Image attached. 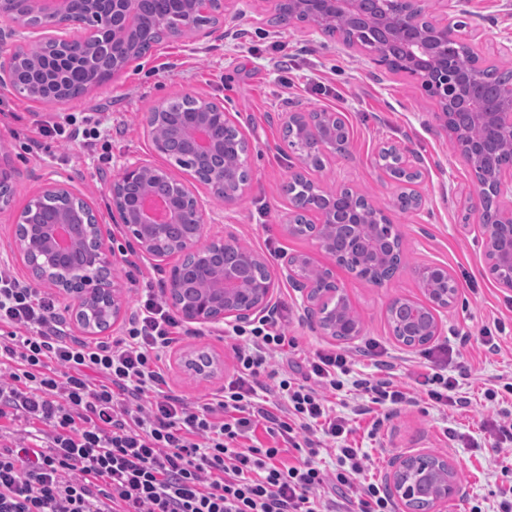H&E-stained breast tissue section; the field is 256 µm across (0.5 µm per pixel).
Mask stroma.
Returning a JSON list of instances; mask_svg holds the SVG:
<instances>
[{
    "mask_svg": "<svg viewBox=\"0 0 512 512\" xmlns=\"http://www.w3.org/2000/svg\"><path fill=\"white\" fill-rule=\"evenodd\" d=\"M459 8L463 21L480 30L476 47L486 63L497 66L506 61L500 46L512 40V0H461ZM224 27L230 35L221 40L200 36L163 40L120 77L56 105L33 102L11 86L0 85V150L15 171L11 204L0 210V261L9 262L22 280H29L27 265L12 254L10 244L20 211L53 180L84 199L104 224L118 258L115 274L125 287L128 306H135L148 284L166 295L178 257L161 262L142 253L124 226L112 220L109 185L122 166L135 159L161 166L191 184L204 204L202 241L232 228L240 243L273 266L285 252L310 254L321 264L328 261L312 240L288 236L284 230L289 202L284 187L292 173L303 172L327 188L345 184L358 189L391 208L404 262L379 287L337 270L362 324L361 335L349 342L312 329L299 293L281 284L277 302L288 309L287 330L297 344L295 358L301 361L319 350L341 349L352 352L357 370L366 372L371 359L364 349L373 343L383 359L395 363L401 377H409L428 365L427 349L408 348L395 340L385 318L386 306L398 296L420 297L417 267L447 266L458 284V295L433 343L456 350L453 370L467 375L462 393L469 406L439 409L422 395L384 420L375 438L367 436L370 418L355 419V438L371 457L366 477L386 480L393 457L412 449L444 454L464 491L449 502L448 512H469L476 503L484 512H496L500 489L512 485V453L496 450L495 413L484 401L483 391L498 377L512 376V290L499 287L485 268L478 221L462 223L460 198L471 190L473 175L441 130L434 100L416 80L376 68L364 53L345 48L337 36L302 23L275 24L268 0H229ZM188 94L222 103L244 129L252 182L232 217H225L223 204L213 200L189 170L156 154L144 132V112ZM323 109L345 115L351 145L347 154L324 157L322 169L305 168L284 137V115ZM59 112L111 116L115 129L107 160H100L98 152L77 140L30 152L29 141L39 126ZM386 142L408 144L420 159L424 177L418 189L426 199L422 213L394 210L399 188L375 165L377 150ZM497 323L506 327L499 352L480 351L477 336ZM190 330L164 356L162 367L175 394L198 402L223 391L234 358L224 324H194ZM464 333L471 341L463 346L459 337ZM198 350L223 360V370L208 379L179 372L176 354Z\"/></svg>",
    "mask_w": 512,
    "mask_h": 512,
    "instance_id": "35a3bbf8",
    "label": "stroma"
}]
</instances>
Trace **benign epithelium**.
<instances>
[{
    "instance_id": "benign-epithelium-1",
    "label": "benign epithelium",
    "mask_w": 512,
    "mask_h": 512,
    "mask_svg": "<svg viewBox=\"0 0 512 512\" xmlns=\"http://www.w3.org/2000/svg\"><path fill=\"white\" fill-rule=\"evenodd\" d=\"M83 9H73V0H0V21L8 24V32L35 30L43 42L61 53L58 61L92 68L99 58L112 60V77L120 76L132 62L133 42L138 27L132 20L130 0H82ZM282 22L293 23L299 14L309 16L310 28L322 31L336 25L341 17L361 18L365 0H266ZM453 0H374L377 17L372 25L375 36L363 40L357 36L343 41L349 49L365 52L376 66L389 72L404 73L421 81V87L438 105L436 118L453 143L462 162L475 178V189L465 201L468 215L477 217L484 234V257L494 280L504 288H512V168L487 170L482 164L485 145L470 139L454 112L448 111V91L457 94V109L466 113L473 124L484 126L498 137L512 142V90L503 95L489 110H471L476 83L487 69L479 55L466 71L456 70L448 60V41L452 40L474 50V35L465 31V23L448 18ZM183 23L188 24L198 13L212 14L216 22L205 31L210 37H224L225 0H182ZM195 111L178 119L174 136L177 142H187L196 158L212 169L205 182L210 195L224 202V212L232 213L248 194L250 180L237 181L224 168L225 138L245 140L240 127L224 112V106L202 97L188 96ZM162 113L153 109L143 114L142 124L154 150L165 155L172 143L156 137V127ZM286 125L299 130L302 143L299 159H305L303 147L342 153L349 139L336 137L337 129L345 126L342 113L332 111L290 112ZM381 153H390L399 168L412 179L397 181L399 188L409 192L415 209L425 205V199L413 186L423 177L414 151L407 145L385 143ZM112 210L119 217L142 252L164 261L181 254L194 255L196 262L211 264L217 269L213 288L202 294L183 296L179 288H169L168 301L188 323L207 325L224 322L236 325L248 323L271 311L275 306L276 288L288 282L301 293L306 312L316 316V329L322 336L350 341L362 332L357 322L346 328L338 322L340 313L351 302L346 290L336 280V267L374 285L382 284L377 276V263L367 260L361 252L338 254L336 235L348 239L358 237L359 229L368 224L377 257L401 248V236L386 211L365 195L349 186L328 189L311 182L309 195L333 198L346 196L349 208L336 212H317V223L310 226L285 225L290 236L306 237L327 255L332 264L321 265L330 287L323 288L308 276L315 267L308 254H285L280 257L277 271L271 272L266 260L257 251L238 244L229 232L199 245L204 216L203 202L170 172L147 162L135 161L123 165L109 187ZM29 202L24 211L31 220L16 225L11 251L23 258L32 278L45 282L73 301L72 314L77 326L88 335L100 328L118 324L125 314L123 284L111 276L117 258L111 257L108 235L90 206L78 203L62 206L49 223ZM254 269L263 275L244 284ZM422 293L426 294L432 318L424 321L415 316L409 297H396L386 308V318L392 335L405 346L429 343L441 329L438 313L448 311L453 299L448 290L436 288V281L456 286L448 269L423 266L416 270ZM83 286L76 287L78 279ZM95 308L102 315V325L87 323L83 314ZM176 366L196 376L209 378L223 368L217 357L205 354L181 353ZM392 495L402 503L405 512H448V501L461 493L457 474L448 458L430 451H419L396 457L388 474Z\"/></svg>"
}]
</instances>
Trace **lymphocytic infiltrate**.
<instances>
[{
  "label": "lymphocytic infiltrate",
  "mask_w": 512,
  "mask_h": 512,
  "mask_svg": "<svg viewBox=\"0 0 512 512\" xmlns=\"http://www.w3.org/2000/svg\"><path fill=\"white\" fill-rule=\"evenodd\" d=\"M42 139L106 140L96 113L59 116ZM54 299L0 264V512H395L362 478L364 456L329 394L351 388L350 415L412 403L395 381L352 372L341 350L298 362L279 319L233 329L224 393L191 403L166 388L162 356L178 318L143 289L125 335H66ZM288 371L261 382L273 359ZM439 348L415 383L436 407L459 385ZM333 456L323 468L320 452Z\"/></svg>",
  "instance_id": "f902f5d3"
}]
</instances>
